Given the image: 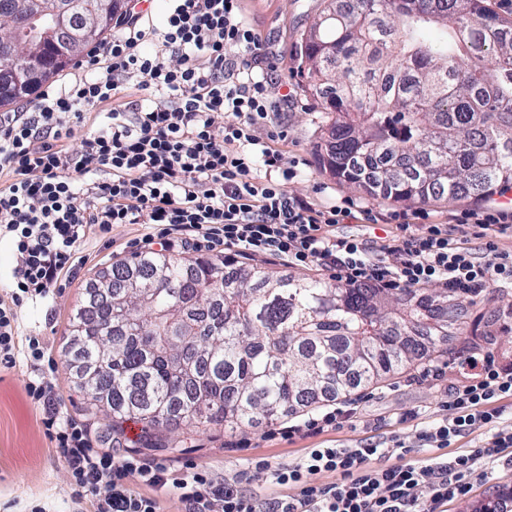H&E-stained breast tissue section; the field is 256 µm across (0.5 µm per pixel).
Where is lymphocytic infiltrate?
<instances>
[{
  "label": "lymphocytic infiltrate",
  "mask_w": 512,
  "mask_h": 512,
  "mask_svg": "<svg viewBox=\"0 0 512 512\" xmlns=\"http://www.w3.org/2000/svg\"><path fill=\"white\" fill-rule=\"evenodd\" d=\"M116 31L87 72L71 85L43 90L21 112L0 114V237L17 256L8 299L0 298V364L25 354L36 380L30 397L46 407L45 425L64 457L75 488L72 512H163L175 494L183 512H442L485 478L484 462L512 467V426L501 423L499 400L512 398V362L491 348L460 349L464 384L448 397V416L420 432L416 443L387 449L313 448L294 465L271 467L288 494L263 497L243 476L218 479L187 465L175 475L130 450L95 446L88 428L60 418L61 400L38 337L20 348L17 308L45 298L81 261L92 232L116 224H156L181 245L268 254L290 267H319L340 285L422 289L438 285L472 295L512 284V252L498 236L512 234V208L462 213L456 227L476 226L487 252L476 256L456 228L422 223L421 212H392L397 233L377 247L333 235L348 218L339 206L318 209L289 195L294 171L271 148L256 149L255 128L269 116L265 80L254 74L260 35L242 17L241 0H170L152 50H144L143 15H119ZM179 56L177 65L169 57ZM152 102L127 110L115 100L126 86ZM107 106L105 120L84 130L86 112ZM232 119L216 124L218 115ZM357 402L286 426L287 436L318 434L351 422ZM489 438L445 460L421 462L429 448H446L478 429ZM138 477L151 495L131 489Z\"/></svg>",
  "instance_id": "f902f5d3"
}]
</instances>
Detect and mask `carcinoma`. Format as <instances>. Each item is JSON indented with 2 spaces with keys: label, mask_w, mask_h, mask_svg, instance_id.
I'll list each match as a JSON object with an SVG mask.
<instances>
[{
  "label": "carcinoma",
  "mask_w": 512,
  "mask_h": 512,
  "mask_svg": "<svg viewBox=\"0 0 512 512\" xmlns=\"http://www.w3.org/2000/svg\"><path fill=\"white\" fill-rule=\"evenodd\" d=\"M483 0H333L300 44L308 89L333 110L321 167L408 204L512 184V37ZM334 46L336 59L318 60ZM358 102L354 112L345 108ZM71 324L78 378L112 424L272 423L323 390L348 394L452 353L448 309L474 298L341 287L267 263L140 254L111 268Z\"/></svg>",
  "instance_id": "1"
}]
</instances>
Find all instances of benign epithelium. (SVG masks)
Segmentation results:
<instances>
[{"label":"benign epithelium","mask_w":512,"mask_h":512,"mask_svg":"<svg viewBox=\"0 0 512 512\" xmlns=\"http://www.w3.org/2000/svg\"><path fill=\"white\" fill-rule=\"evenodd\" d=\"M76 0H20L15 12L0 17L8 29L0 32V55L8 69L0 83L31 89L55 67L81 54L91 36L112 23L125 0H90L83 4L82 22L69 25Z\"/></svg>","instance_id":"7a95c632"}]
</instances>
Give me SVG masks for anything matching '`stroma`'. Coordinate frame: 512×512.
I'll use <instances>...</instances> for the list:
<instances>
[{"label": "stroma", "instance_id": "obj_1", "mask_svg": "<svg viewBox=\"0 0 512 512\" xmlns=\"http://www.w3.org/2000/svg\"><path fill=\"white\" fill-rule=\"evenodd\" d=\"M244 16L265 40L270 52L268 64L260 65L272 102L279 107L270 120L256 128L261 145L281 152L296 175L285 189L324 209L334 205L352 208L351 218L337 225L340 236H353L376 245L394 232L393 225L365 220V210L388 215L398 203L371 197L349 188L321 170L316 146L326 137L332 116L322 100L313 98L301 77L299 43L313 18L323 7L322 0H245ZM151 228L145 224H117L108 234L91 238L82 248L84 263L76 273L55 288L47 299L25 301L18 309L21 336L44 337L48 353L56 364L52 380L63 400L61 416L88 425L99 436H107L112 418L90 419L85 412L86 396L76 386L71 371L74 351L69 344V321L87 300L89 286L98 273L115 262L144 253L143 239ZM488 307L499 309L498 321L481 324L482 335L491 337L492 348L501 358L512 360V285L486 291ZM32 377L24 357L15 364L0 366V512H30L43 506L46 512H70L72 486L67 467L43 424L44 413L27 392ZM408 373L385 383L353 391L360 401V415L349 426L316 435L287 438L280 433L286 419L258 420L250 426L229 429L221 426H183L173 430L174 450L156 451V458L172 467L192 463L215 476L248 471L250 490L264 495L281 494L266 471L252 469V462L295 463L311 448H352L368 442L388 444L398 437L415 442L418 433L446 415L449 394L462 378L450 367L438 379L412 384ZM417 411L416 419L402 421L407 411ZM488 476L470 495L449 502L447 512H482L494 507L503 496L512 495V468L491 463Z\"/></svg>", "mask_w": 512, "mask_h": 512}]
</instances>
